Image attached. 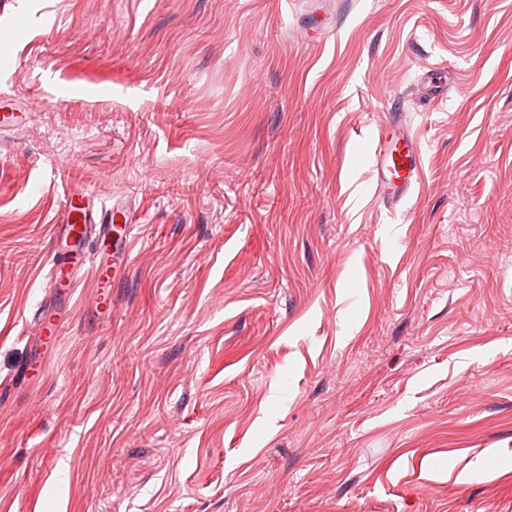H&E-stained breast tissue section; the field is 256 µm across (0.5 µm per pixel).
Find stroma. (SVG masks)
<instances>
[{"label":"stroma","mask_w":512,"mask_h":512,"mask_svg":"<svg viewBox=\"0 0 512 512\" xmlns=\"http://www.w3.org/2000/svg\"><path fill=\"white\" fill-rule=\"evenodd\" d=\"M1 42L0 512H512V0H0ZM74 186L135 215L108 307L48 290ZM422 168L419 141L401 119V112H388L377 124L372 141L375 194L389 209L404 201L418 181Z\"/></svg>","instance_id":"obj_1"}]
</instances>
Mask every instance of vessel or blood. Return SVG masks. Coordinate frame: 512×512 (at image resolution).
Masks as SVG:
<instances>
[{
    "instance_id": "1",
    "label": "vessel or blood",
    "mask_w": 512,
    "mask_h": 512,
    "mask_svg": "<svg viewBox=\"0 0 512 512\" xmlns=\"http://www.w3.org/2000/svg\"><path fill=\"white\" fill-rule=\"evenodd\" d=\"M421 168L419 141L400 113H389L384 122L377 124L372 141V169L377 198L387 208H395L410 194L419 179ZM59 221L65 240L78 246V262L69 267L53 264L49 272L51 288L71 286L83 262H92L95 268L100 269L109 266L113 260L124 258L133 224V214L127 206H98L91 194L74 188L66 198ZM91 232L96 233L100 240L110 241V250L86 252L82 244Z\"/></svg>"
}]
</instances>
